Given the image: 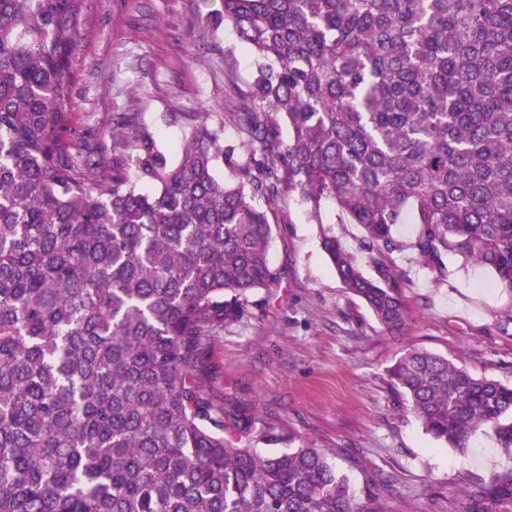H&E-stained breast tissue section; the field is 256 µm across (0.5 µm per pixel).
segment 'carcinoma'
Here are the masks:
<instances>
[{
    "label": "carcinoma",
    "instance_id": "obj_1",
    "mask_svg": "<svg viewBox=\"0 0 512 512\" xmlns=\"http://www.w3.org/2000/svg\"><path fill=\"white\" fill-rule=\"evenodd\" d=\"M221 2L255 55L245 139L189 123L172 165L124 116L137 153L101 176L61 139L71 0H0V512H373L318 448L224 438L209 338L278 282L259 198L361 226L376 276L322 248L388 328L408 219L436 279L455 256L512 288V0ZM388 376L442 445L487 426L512 454V385L416 348Z\"/></svg>",
    "mask_w": 512,
    "mask_h": 512
}]
</instances>
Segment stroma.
<instances>
[{
	"instance_id": "stroma-1",
	"label": "stroma",
	"mask_w": 512,
	"mask_h": 512,
	"mask_svg": "<svg viewBox=\"0 0 512 512\" xmlns=\"http://www.w3.org/2000/svg\"><path fill=\"white\" fill-rule=\"evenodd\" d=\"M220 9V0H72L78 44L62 133L70 149L111 166L119 152L112 127L127 113L178 162L185 123L216 122L228 82L244 89L253 79V53ZM267 211L279 282L252 294L210 346L214 396L231 414L225 438H248L261 453L321 449L357 502L377 512H473L479 502L512 512V498L495 495L512 479V455L495 431L478 429L464 455L439 445L387 375L414 347L512 384V289L458 257L446 258V276L435 280L411 247L417 225H398L401 249L391 259L409 319L390 330L345 291L321 248L323 230L333 229L373 276L359 225L344 223L330 201L312 216L288 192Z\"/></svg>"
}]
</instances>
